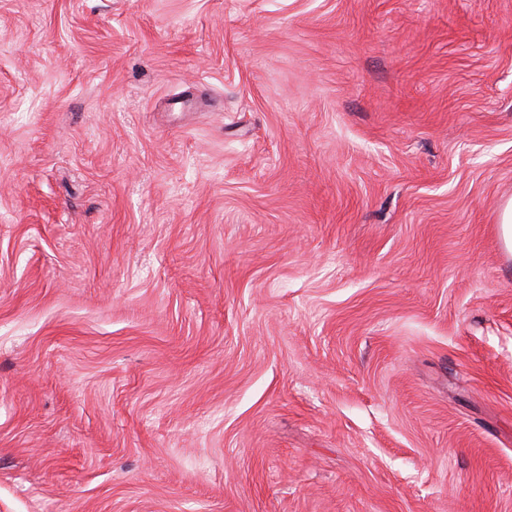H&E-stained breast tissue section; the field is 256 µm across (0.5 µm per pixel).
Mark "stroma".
<instances>
[{"instance_id":"35a3bbf8","label":"stroma","mask_w":512,"mask_h":512,"mask_svg":"<svg viewBox=\"0 0 512 512\" xmlns=\"http://www.w3.org/2000/svg\"><path fill=\"white\" fill-rule=\"evenodd\" d=\"M512 0H0V512H512Z\"/></svg>"}]
</instances>
